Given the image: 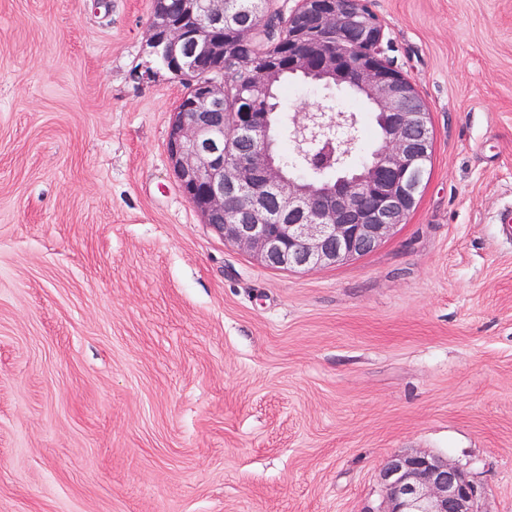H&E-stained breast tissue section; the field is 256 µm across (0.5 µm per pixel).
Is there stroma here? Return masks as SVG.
I'll return each instance as SVG.
<instances>
[{"mask_svg": "<svg viewBox=\"0 0 512 512\" xmlns=\"http://www.w3.org/2000/svg\"><path fill=\"white\" fill-rule=\"evenodd\" d=\"M428 181L373 252L289 271L170 170L152 0H0V512H378L447 457L512 512V0H366ZM346 89L296 82L279 143Z\"/></svg>", "mask_w": 512, "mask_h": 512, "instance_id": "1", "label": "stroma"}]
</instances>
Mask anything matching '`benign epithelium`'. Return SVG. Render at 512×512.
Masks as SVG:
<instances>
[{
	"label": "benign epithelium",
	"instance_id": "obj_1",
	"mask_svg": "<svg viewBox=\"0 0 512 512\" xmlns=\"http://www.w3.org/2000/svg\"><path fill=\"white\" fill-rule=\"evenodd\" d=\"M233 0H181L174 16L154 0L151 52L164 50L171 72L188 81L173 112L167 153L188 202L224 242L249 251L261 264L289 270L336 266L373 252L415 207L432 153L428 112L409 106L413 84L385 55L384 31L366 20L365 0H297L288 17V41L248 73L247 84L267 92L283 73L316 82L333 77L379 113L381 143L356 172L345 170L356 148V118L345 112H304L293 141L311 170L340 172L336 184L296 179L273 150L274 113L255 112L239 94L225 104L224 63L236 59L252 28ZM230 27L232 40L218 36ZM361 44L359 58L332 47ZM255 143L245 155L228 154L235 141ZM382 512H474L475 484L447 458L416 452L382 465Z\"/></svg>",
	"mask_w": 512,
	"mask_h": 512
}]
</instances>
